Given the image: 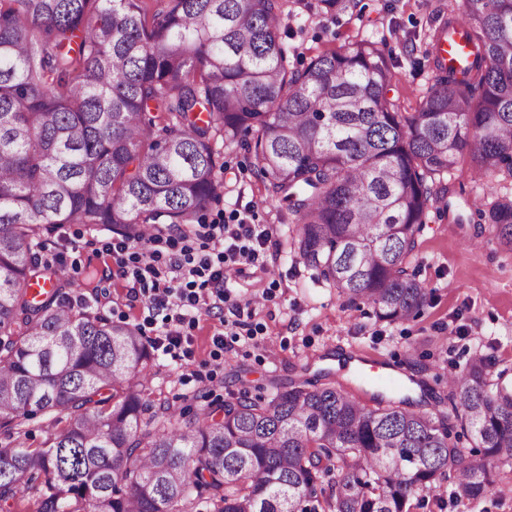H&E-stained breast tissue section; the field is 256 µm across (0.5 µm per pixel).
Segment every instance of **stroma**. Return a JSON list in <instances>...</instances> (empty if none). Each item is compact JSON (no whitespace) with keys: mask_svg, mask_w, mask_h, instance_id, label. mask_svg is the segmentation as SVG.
I'll return each instance as SVG.
<instances>
[{"mask_svg":"<svg viewBox=\"0 0 512 512\" xmlns=\"http://www.w3.org/2000/svg\"><path fill=\"white\" fill-rule=\"evenodd\" d=\"M319 0H284L280 32L296 66L349 42H378L392 64L389 92L400 111L408 112L431 84L426 57L428 33L443 16L460 12L463 0H358L355 8L321 14ZM218 162L224 195L212 203L203 222L233 223L251 212L255 223L273 225L267 271L245 270L229 283L231 300L266 293L252 324L250 344L217 350L214 334L230 331L231 309L199 314L188 360L155 346L152 397L177 404L192 414L233 394L269 396L274 386L309 381L336 385L364 405H372L373 387L347 358L379 362L398 376L422 379L430 407L446 401L448 386L440 374L448 364L465 368L476 352L495 358L496 371L512 381V250L493 230L475 235L469 224L452 223L441 207L430 210L420 236L417 270L431 298L415 318L389 324L376 320L363 305L343 303L335 288L319 279L292 250L297 224L286 207L272 200L254 170L252 154L239 145L221 147ZM112 241L106 226L63 224L43 233V253H57L71 286L66 306L89 308L111 321L142 322L141 301L129 294L113 261L81 249L88 236Z\"/></svg>","mask_w":512,"mask_h":512,"instance_id":"stroma-1","label":"stroma"}]
</instances>
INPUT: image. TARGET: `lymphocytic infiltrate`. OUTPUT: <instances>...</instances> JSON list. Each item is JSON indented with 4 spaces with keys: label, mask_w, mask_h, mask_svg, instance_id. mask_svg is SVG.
Instances as JSON below:
<instances>
[{
    "label": "lymphocytic infiltrate",
    "mask_w": 512,
    "mask_h": 512,
    "mask_svg": "<svg viewBox=\"0 0 512 512\" xmlns=\"http://www.w3.org/2000/svg\"><path fill=\"white\" fill-rule=\"evenodd\" d=\"M271 238L270 225L251 223L245 215L233 224L178 225L164 234L122 237L106 246L89 237L82 246L103 248L114 258L149 315L162 316L161 334L169 346L178 347L191 327L190 314L226 302L228 272L266 270Z\"/></svg>",
    "instance_id": "obj_1"
}]
</instances>
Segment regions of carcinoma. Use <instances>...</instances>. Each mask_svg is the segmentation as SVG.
<instances>
[{
  "label": "carcinoma",
  "mask_w": 512,
  "mask_h": 512,
  "mask_svg": "<svg viewBox=\"0 0 512 512\" xmlns=\"http://www.w3.org/2000/svg\"><path fill=\"white\" fill-rule=\"evenodd\" d=\"M162 2L0 0V505L28 489L36 512H191L204 490L212 512H416L445 481L461 505L486 497L512 465V385L489 355L448 369L446 413L407 385L368 408L302 382L186 419L151 399L144 337L64 307L68 277L39 272L36 248L49 224L194 223L224 194L217 145L236 143L297 217L306 266L380 321L418 316L436 202L512 248V194L465 217L444 183L464 156L512 180V0H464L457 66L441 49L455 16L436 29L412 112L374 41L290 69L279 0ZM38 413L47 440L30 448L15 430Z\"/></svg>",
  "instance_id": "carcinoma-1"
}]
</instances>
